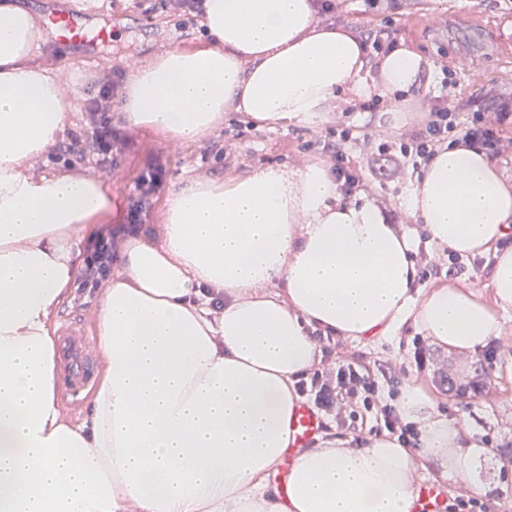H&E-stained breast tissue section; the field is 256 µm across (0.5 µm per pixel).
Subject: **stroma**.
I'll list each match as a JSON object with an SVG mask.
<instances>
[{"label":"stroma","instance_id":"stroma-1","mask_svg":"<svg viewBox=\"0 0 512 512\" xmlns=\"http://www.w3.org/2000/svg\"><path fill=\"white\" fill-rule=\"evenodd\" d=\"M29 10L39 35L40 48L28 59L31 68L53 79L76 85L78 95L71 108V127L64 143L55 150L60 168L74 167L90 175L99 174L94 164L67 152V141L81 132L82 111L91 92L94 75L107 68L131 72L144 67L174 48H191L210 43L201 19L173 15L155 9L152 0H87L85 8L92 25L109 23L112 39L95 51L73 45L59 47L44 24L46 15L63 11L70 0H10ZM329 20L356 34L392 28L397 46L417 50L431 63L426 87L420 88L398 105L380 102L370 110L364 101L343 100L341 109L326 113L315 124L262 126L241 112L224 117L221 132L203 140L182 143L164 138L156 131L127 129L131 144L112 172L103 175L112 190L108 224L124 219L127 199L135 181L156 155L167 159V175L160 190L152 220L141 232L158 238L167 199L186 179L217 178L232 181L259 167L296 170L304 166L328 164L322 155L324 143L334 141L338 125L356 133L374 132L383 137L419 129L428 100L444 98L470 120L477 112L512 108V0H395L388 14L371 11L366 0H335ZM345 151L361 168L363 191L381 208L395 212L399 229L415 238L418 264L433 272L418 284L430 288L453 282L490 297L489 263L485 255H466L459 267H451L448 253L430 242L421 225L415 224L401 202L412 188L414 173L392 180L370 170L362 143L348 142ZM504 342L488 346L479 355L488 372L485 387L458 396L441 385L448 369L465 374L470 360L434 347L423 340L413 325H405L400 335L370 337L357 342L321 339L326 364L347 357L375 382L380 391H400L410 378L426 383L445 415L464 426L489 453L479 469L481 481L490 485L478 495L461 488L458 479H443L433 469L422 471V482H443L442 512H512V311L502 314Z\"/></svg>","mask_w":512,"mask_h":512}]
</instances>
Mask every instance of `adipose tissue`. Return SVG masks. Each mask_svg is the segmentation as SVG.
<instances>
[{
    "mask_svg": "<svg viewBox=\"0 0 512 512\" xmlns=\"http://www.w3.org/2000/svg\"><path fill=\"white\" fill-rule=\"evenodd\" d=\"M205 24L215 46L133 73L127 126L190 142L228 112L313 124L347 94H410L430 68L404 47L367 68L359 39L319 24L312 0H205ZM36 48L30 13L0 0V512H414L430 466L478 492L486 450L424 383L396 398L415 451L386 433L358 447L331 432L298 449L290 422L322 361L316 334L391 336L410 319L464 358L503 340L512 248L497 244L512 234V183L485 151L438 148L405 207L440 248L492 252L488 301L451 284L418 291L412 237L324 166L183 183L159 238H128L100 292L97 379L74 425L53 320L112 193L90 175L31 173L71 107L61 83L24 67ZM291 449L282 495L269 478Z\"/></svg>",
    "mask_w": 512,
    "mask_h": 512,
    "instance_id": "obj_1",
    "label": "adipose tissue"
}]
</instances>
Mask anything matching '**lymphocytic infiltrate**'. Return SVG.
Masks as SVG:
<instances>
[{"instance_id": "lymphocytic-infiltrate-1", "label": "lymphocytic infiltrate", "mask_w": 512, "mask_h": 512, "mask_svg": "<svg viewBox=\"0 0 512 512\" xmlns=\"http://www.w3.org/2000/svg\"><path fill=\"white\" fill-rule=\"evenodd\" d=\"M121 79V73L112 69L95 75L93 82L98 92L89 99L82 119L83 131L71 146L81 159L94 162L104 172L116 167L130 145L129 138L112 122ZM427 112L423 126L411 133L388 139L364 135L368 159L384 161L390 175L394 176L404 173L416 160L430 159L436 146L448 141H472L493 153L501 152L499 126L506 120V113H480L471 123L464 124L459 121L454 108L442 100L430 101ZM165 177L166 161L163 156H155L128 198L122 224L104 225L90 238L84 264L76 279L77 293L97 289L108 279L120 240L138 233L140 225L148 223ZM310 384L315 390L314 402L321 410L340 417L353 412L359 405L368 410L376 407L380 410L379 421L384 429L400 434L404 439L411 436L412 430L402 424L396 406H375L376 388L354 363L339 360L335 366L315 372Z\"/></svg>"}]
</instances>
